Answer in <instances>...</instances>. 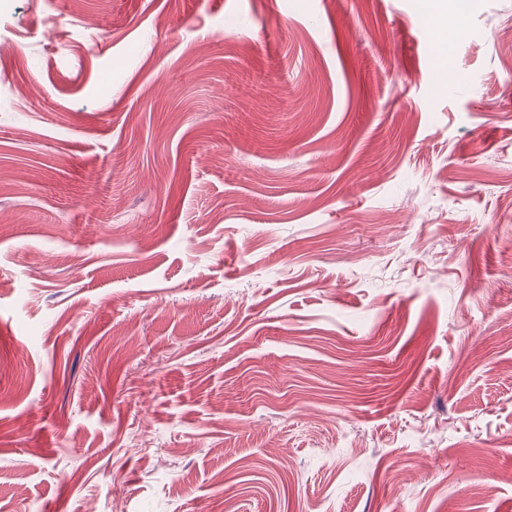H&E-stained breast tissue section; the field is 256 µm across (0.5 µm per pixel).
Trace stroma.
<instances>
[{
  "instance_id": "1",
  "label": "stroma",
  "mask_w": 512,
  "mask_h": 512,
  "mask_svg": "<svg viewBox=\"0 0 512 512\" xmlns=\"http://www.w3.org/2000/svg\"><path fill=\"white\" fill-rule=\"evenodd\" d=\"M0 0V512H512V0Z\"/></svg>"
}]
</instances>
